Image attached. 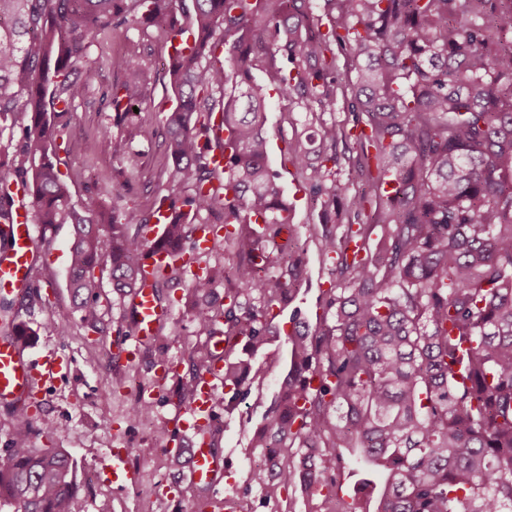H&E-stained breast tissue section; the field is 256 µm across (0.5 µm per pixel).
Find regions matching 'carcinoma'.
I'll return each mask as SVG.
<instances>
[{
    "instance_id": "obj_1",
    "label": "carcinoma",
    "mask_w": 512,
    "mask_h": 512,
    "mask_svg": "<svg viewBox=\"0 0 512 512\" xmlns=\"http://www.w3.org/2000/svg\"><path fill=\"white\" fill-rule=\"evenodd\" d=\"M174 0H0V132L23 126L20 147L0 143V180H21L44 227L73 225L68 287L81 297L80 320L104 334L96 272L116 287L139 288L145 243L128 233L127 208L78 210L52 144L71 107L94 79L90 39L112 27L153 28L182 37ZM192 44L173 47L177 104L166 119L174 160L168 183L189 190L183 203L234 231L238 287L224 305L210 296L224 281L211 249L194 250L198 225H166L170 241L193 252L194 320L224 338V394L240 396L258 371L232 358L242 337L260 347L273 311L302 273L288 250L276 263L260 242L298 240L291 211L267 163L266 100L253 83L262 67L280 95L306 111L293 124L288 156L301 170L325 221L319 238L332 263L329 317L313 335L289 337L288 387L254 434L255 448H286L260 477L277 499L297 480L337 507L334 483L317 467L343 460L380 480L364 482L372 512H512V0H194ZM343 56L346 83L337 74ZM79 70L84 80L71 79ZM143 73L127 66L112 86L117 117L138 106ZM346 116L335 117L339 101ZM227 132L224 170L211 167L208 134ZM318 124L311 149L304 127ZM354 172L356 188L338 179ZM0 189V222L14 215ZM380 246L369 251L375 229ZM189 264L154 277L175 283ZM13 304L0 299V332L13 335ZM211 344L192 347L191 370L174 393L190 409ZM40 403L10 409L11 445L0 450V499L14 512H73L69 452L37 448ZM140 392L130 417L151 416Z\"/></svg>"
}]
</instances>
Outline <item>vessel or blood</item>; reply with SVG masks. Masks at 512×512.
<instances>
[{
  "label": "vessel or blood",
  "mask_w": 512,
  "mask_h": 512,
  "mask_svg": "<svg viewBox=\"0 0 512 512\" xmlns=\"http://www.w3.org/2000/svg\"><path fill=\"white\" fill-rule=\"evenodd\" d=\"M161 218L147 225L145 239L148 244L145 259L146 270L166 263L173 248L165 237L164 223L175 218V206L164 205ZM37 225L31 223L28 212L17 213L14 223L0 226V292L9 294L19 285L32 279L36 267L38 244ZM131 308L137 322V334L128 348L136 354L141 344L151 338L156 324L161 320L154 293L150 287H142L134 295ZM65 362L61 357L32 358L29 348L19 337L0 341V405L10 407L30 400L36 382L62 373ZM221 362H213L203 374V383L195 397L191 419L181 422V429H193L195 443L188 463V477L193 484L209 488V496L203 500V512H245L242 498L216 491L219 475L224 470L223 460L210 446L208 427L214 426L212 401L214 399L215 374L221 370Z\"/></svg>",
  "instance_id": "obj_1"
}]
</instances>
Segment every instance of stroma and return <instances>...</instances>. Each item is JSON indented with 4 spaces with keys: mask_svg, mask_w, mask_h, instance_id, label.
I'll use <instances>...</instances> for the list:
<instances>
[{
    "mask_svg": "<svg viewBox=\"0 0 512 512\" xmlns=\"http://www.w3.org/2000/svg\"><path fill=\"white\" fill-rule=\"evenodd\" d=\"M169 53L166 37L153 31L142 33L120 27L92 39L89 58L95 66V77L73 105L59 150L70 206L93 209L121 199L136 223L155 210L159 196L168 194L172 160L166 152L164 119L176 105L170 88ZM132 63L145 71L142 97L136 112L119 119L112 107L111 90ZM253 78L267 96L268 164L276 172L279 191L301 230L303 273L289 300L282 303L265 347L248 350L239 346L234 351L235 357L262 367L261 376L242 398L229 402L223 390L215 392L213 410L222 426L217 451L225 459V473L218 488L242 493L250 512H317L318 502L300 486L278 500L266 499L257 474L249 467L255 453L251 439L263 425L279 395L278 382L288 371V337L294 329L312 331L321 324L326 312L324 291L331 277V265L318 248L321 210L314 204L302 173L289 160L284 144L292 132V121L303 119L304 112L279 96L262 70H254ZM105 129L110 139L104 145L100 139ZM47 236L50 248L35 270L34 281L49 301L44 304L20 298L16 306L29 332L32 356H65L68 369L39 388L40 417L55 423L57 431L49 440L35 438L36 447L67 449L82 466L100 472L101 482L93 488L86 485L84 477H77L74 512H97L103 500L111 512H199L197 487L185 481L184 470L171 469L168 463L170 442H177L186 451L191 448L189 433L176 431L183 412L170 394L189 371V350L205 342L207 336L193 319L192 297L184 286L171 289L175 303L160 321L153 339L142 347L134 370L114 368L111 354L117 339L115 331L130 309L131 291L115 288L111 272L102 274L99 308L108 334L101 341L87 336L79 313L73 310L68 288L72 227L57 225ZM61 319L70 322L64 334L54 327ZM159 351L179 363L154 397V416L170 429L165 439L130 421L133 391L112 390L116 378L135 374L146 382L153 379L154 356ZM116 448L129 449V460L113 457ZM129 463L138 467L139 482L155 486L152 498L143 500L134 495L125 480ZM166 486L171 487V494H163Z\"/></svg>",
    "mask_w": 512,
    "mask_h": 512,
    "instance_id": "35a3bbf8",
    "label": "stroma"
}]
</instances>
